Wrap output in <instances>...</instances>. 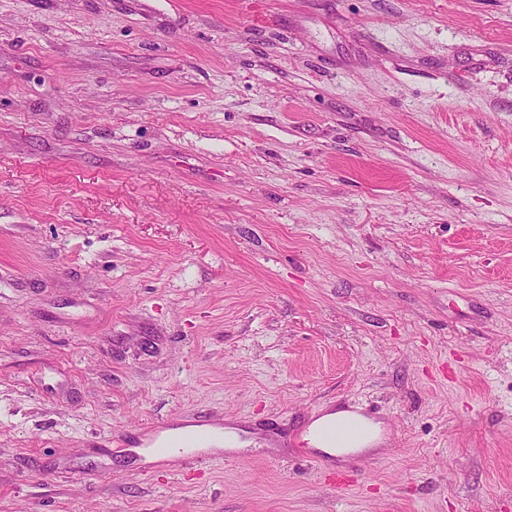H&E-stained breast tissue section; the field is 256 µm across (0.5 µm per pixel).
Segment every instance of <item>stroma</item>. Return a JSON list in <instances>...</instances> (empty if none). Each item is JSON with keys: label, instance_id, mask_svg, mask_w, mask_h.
Listing matches in <instances>:
<instances>
[{"label": "stroma", "instance_id": "1", "mask_svg": "<svg viewBox=\"0 0 512 512\" xmlns=\"http://www.w3.org/2000/svg\"><path fill=\"white\" fill-rule=\"evenodd\" d=\"M357 403L343 488L86 471ZM0 512H512V0H0ZM352 420L356 421L361 427V436L356 441L354 448L358 450H369L372 452L382 451L383 448L378 447L385 442V439L383 435L384 432L380 425L372 424L368 420L357 416L350 411L326 413L312 423L311 429H328L339 422ZM218 426L212 417L194 418L181 424L183 432L169 434L171 423L166 420L147 428L150 435L145 443L130 441L124 435L111 436L106 440L109 453L113 457L142 462L139 469L143 475L164 469L172 458L180 457L185 466L203 465L213 462L237 464L244 454L235 448L225 449L224 454L210 453L203 446L211 443L216 436L214 427ZM148 459V461H146Z\"/></svg>", "mask_w": 512, "mask_h": 512}]
</instances>
